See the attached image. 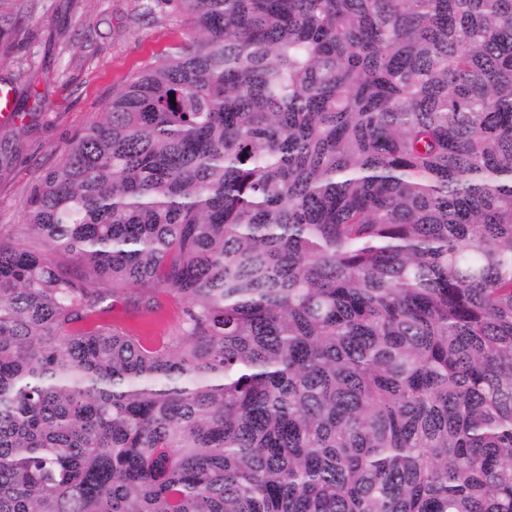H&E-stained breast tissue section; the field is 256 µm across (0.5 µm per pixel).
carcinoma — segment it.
<instances>
[{
	"label": "carcinoma",
	"mask_w": 512,
	"mask_h": 512,
	"mask_svg": "<svg viewBox=\"0 0 512 512\" xmlns=\"http://www.w3.org/2000/svg\"><path fill=\"white\" fill-rule=\"evenodd\" d=\"M157 5L0 234V512H512V0ZM112 325L121 327L151 343L165 340L175 331L179 317V303L171 298L164 300L163 307L154 314L139 316L118 302L110 313Z\"/></svg>",
	"instance_id": "cac0c4a2"
}]
</instances>
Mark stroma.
Wrapping results in <instances>:
<instances>
[{
    "label": "stroma",
    "mask_w": 512,
    "mask_h": 512,
    "mask_svg": "<svg viewBox=\"0 0 512 512\" xmlns=\"http://www.w3.org/2000/svg\"><path fill=\"white\" fill-rule=\"evenodd\" d=\"M143 3L0 0V84L17 99L15 120L0 122V233L29 242L22 205L31 186L100 115L113 87L186 39L187 26L164 8L142 18ZM178 317L168 298L146 316L116 303L110 321L158 343Z\"/></svg>",
    "instance_id": "obj_1"
}]
</instances>
